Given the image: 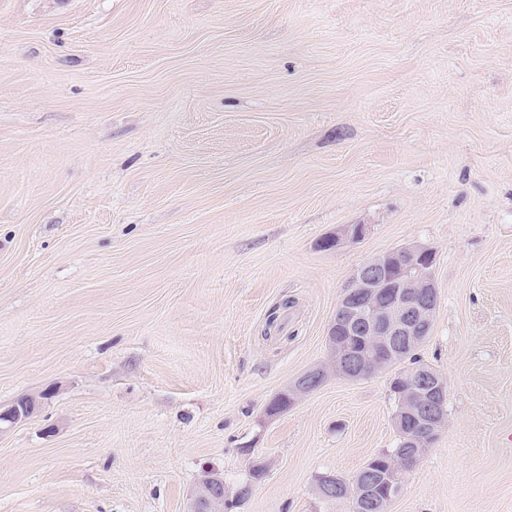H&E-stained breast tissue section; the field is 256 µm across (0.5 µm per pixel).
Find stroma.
<instances>
[{
	"label": "stroma",
	"mask_w": 512,
	"mask_h": 512,
	"mask_svg": "<svg viewBox=\"0 0 512 512\" xmlns=\"http://www.w3.org/2000/svg\"><path fill=\"white\" fill-rule=\"evenodd\" d=\"M413 242L447 416L389 512H512V0H0V406L39 400L0 512H185L256 463L235 512H327L397 443L390 372L267 407ZM231 507L233 504L224 499V475L215 469L203 467L186 512H224Z\"/></svg>",
	"instance_id": "stroma-1"
}]
</instances>
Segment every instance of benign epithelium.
<instances>
[{"label": "benign epithelium", "mask_w": 512, "mask_h": 512, "mask_svg": "<svg viewBox=\"0 0 512 512\" xmlns=\"http://www.w3.org/2000/svg\"><path fill=\"white\" fill-rule=\"evenodd\" d=\"M369 231L365 224H351L340 229L325 245L358 242ZM433 251L418 243L386 251L358 266L343 287L336 312L328 327L330 355L327 362L316 365L286 387L296 403L322 386L329 378L362 379L388 369L395 348L392 338L403 336L408 342H418L429 335L438 305V289L434 274ZM364 332L370 349L359 359L338 336H356ZM448 400L446 377L424 366L414 371L405 383L402 415L393 419L403 444L412 449L410 456L388 466L380 475L385 495L379 499L373 493L374 484L360 479L357 484L336 483L335 477L320 487L319 495L329 498L336 486L353 493L362 503H374L386 512L401 493L404 474L416 465L438 438L445 422ZM39 402L33 397L20 398L9 408L0 409V432L31 417ZM414 423L406 426L404 415ZM232 504L224 499V475L204 467L190 495L187 512H226Z\"/></svg>", "instance_id": "1"}]
</instances>
